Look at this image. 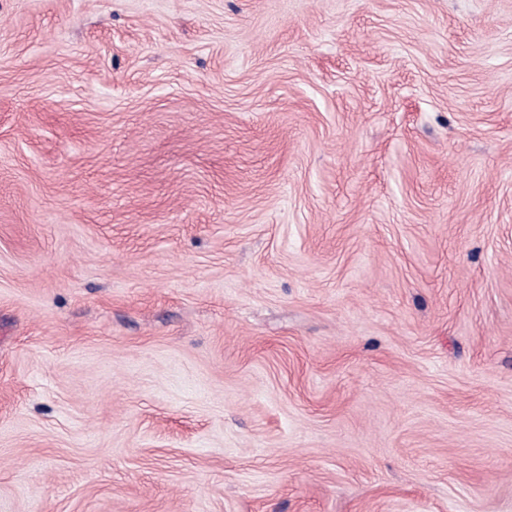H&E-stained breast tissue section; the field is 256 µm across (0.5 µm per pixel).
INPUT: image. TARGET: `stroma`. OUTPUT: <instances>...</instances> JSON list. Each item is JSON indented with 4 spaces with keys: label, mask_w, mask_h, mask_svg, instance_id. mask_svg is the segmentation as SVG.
Wrapping results in <instances>:
<instances>
[{
    "label": "stroma",
    "mask_w": 512,
    "mask_h": 512,
    "mask_svg": "<svg viewBox=\"0 0 512 512\" xmlns=\"http://www.w3.org/2000/svg\"><path fill=\"white\" fill-rule=\"evenodd\" d=\"M0 512H512V0H0Z\"/></svg>",
    "instance_id": "stroma-1"
}]
</instances>
